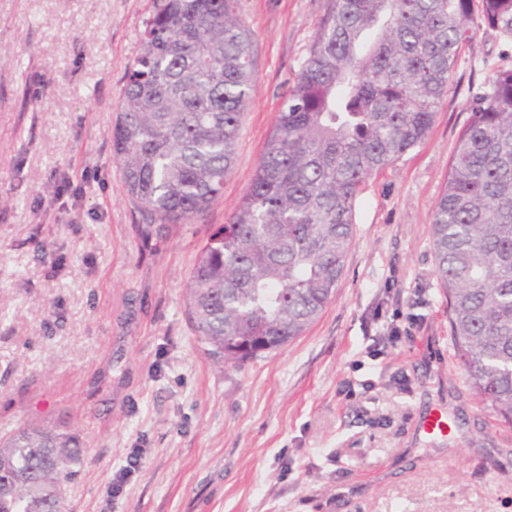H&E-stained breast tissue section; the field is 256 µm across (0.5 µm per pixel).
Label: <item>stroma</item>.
Segmentation results:
<instances>
[{
	"label": "stroma",
	"mask_w": 512,
	"mask_h": 512,
	"mask_svg": "<svg viewBox=\"0 0 512 512\" xmlns=\"http://www.w3.org/2000/svg\"><path fill=\"white\" fill-rule=\"evenodd\" d=\"M153 8L0 0V437L78 435L70 512H512V427L456 360L430 239L470 93L512 42L477 29L428 138L367 180L320 317L224 368L188 323V276L249 191L329 0H236L253 92L234 162L162 236L112 148ZM433 408L451 425L436 438L418 427Z\"/></svg>",
	"instance_id": "35a3bbf8"
}]
</instances>
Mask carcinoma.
Segmentation results:
<instances>
[{"label": "carcinoma", "mask_w": 512, "mask_h": 512, "mask_svg": "<svg viewBox=\"0 0 512 512\" xmlns=\"http://www.w3.org/2000/svg\"><path fill=\"white\" fill-rule=\"evenodd\" d=\"M486 26L512 39V0H330L249 192L189 273L186 316L206 354L275 350L331 302L366 180L422 143L459 51ZM252 91L233 0H154L112 129L127 195L156 233L223 192ZM431 222L455 355L470 390L512 423V65L472 92ZM78 436L29 425L0 438V512H66Z\"/></svg>", "instance_id": "cac0c4a2"}]
</instances>
